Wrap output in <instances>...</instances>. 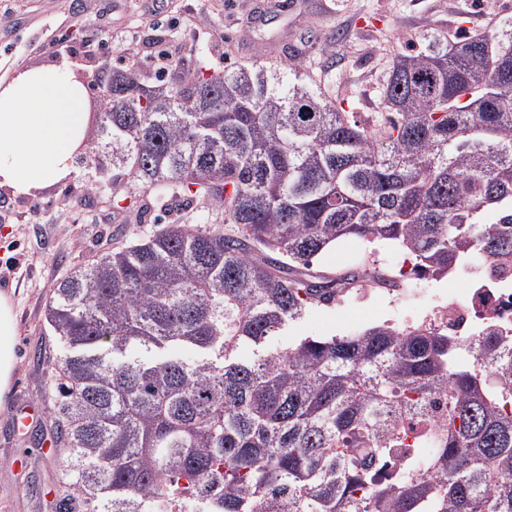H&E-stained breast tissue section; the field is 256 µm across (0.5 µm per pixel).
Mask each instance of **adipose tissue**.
Instances as JSON below:
<instances>
[{"label": "adipose tissue", "mask_w": 512, "mask_h": 512, "mask_svg": "<svg viewBox=\"0 0 512 512\" xmlns=\"http://www.w3.org/2000/svg\"><path fill=\"white\" fill-rule=\"evenodd\" d=\"M88 105L68 58L26 66L0 83V188L33 197L73 177L77 151L88 146ZM15 325L12 296L0 292V401L13 380Z\"/></svg>", "instance_id": "ef3b65f1"}]
</instances>
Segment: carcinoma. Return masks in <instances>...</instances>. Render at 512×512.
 <instances>
[{"instance_id":"carcinoma-1","label":"carcinoma","mask_w":512,"mask_h":512,"mask_svg":"<svg viewBox=\"0 0 512 512\" xmlns=\"http://www.w3.org/2000/svg\"><path fill=\"white\" fill-rule=\"evenodd\" d=\"M87 87L112 204L180 197L204 224L54 286L58 512H512V340L484 336L467 362L453 337L385 322L274 344L366 278L312 270L340 240L393 244L433 278L512 261V16L395 54L379 125L259 63L151 77L134 61ZM404 422L431 452L390 473Z\"/></svg>"}]
</instances>
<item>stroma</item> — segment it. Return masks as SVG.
<instances>
[{
	"label": "stroma",
	"mask_w": 512,
	"mask_h": 512,
	"mask_svg": "<svg viewBox=\"0 0 512 512\" xmlns=\"http://www.w3.org/2000/svg\"><path fill=\"white\" fill-rule=\"evenodd\" d=\"M506 14L512 0H0V82L63 57L85 73L134 57L152 74L150 59L164 50L212 74L254 62L300 68L369 122L385 117L377 87L395 52L429 33L452 40L487 31L489 18ZM107 197L84 164L33 198L0 189V290L11 292L17 321L13 384L0 403V512H55L58 501L61 458L42 400L59 351L44 321L53 286L103 251L201 214L180 199L143 196L142 214ZM406 312L381 296L354 299L312 308L295 331L350 334ZM22 406L39 416L18 432L12 413Z\"/></svg>",
	"instance_id": "1"
}]
</instances>
